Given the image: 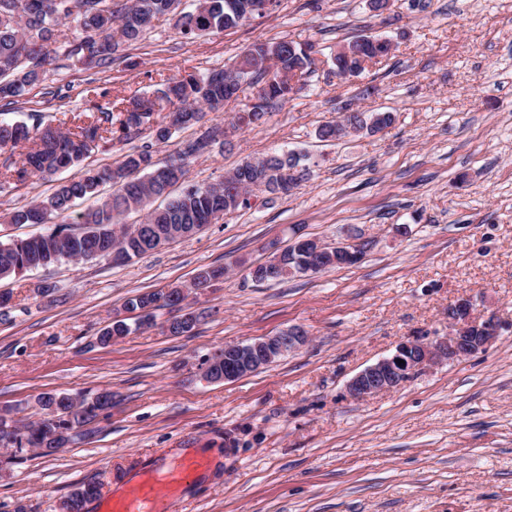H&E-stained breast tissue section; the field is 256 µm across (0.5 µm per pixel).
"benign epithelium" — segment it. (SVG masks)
Segmentation results:
<instances>
[{
    "label": "benign epithelium",
    "instance_id": "benign-epithelium-1",
    "mask_svg": "<svg viewBox=\"0 0 512 512\" xmlns=\"http://www.w3.org/2000/svg\"><path fill=\"white\" fill-rule=\"evenodd\" d=\"M294 246L310 254L308 271L321 268L325 244L314 238L298 236ZM499 324L490 316L483 321L473 317L472 304L463 300L448 308V334L431 342L420 340L399 343L395 351L367 366L347 383L349 396L363 399L374 394L399 388L416 371L427 366L458 362L493 342ZM308 336L301 328H291L252 342L230 343L213 351L224 355V381L245 377L258 367L269 365L276 355L295 351L306 344Z\"/></svg>",
    "mask_w": 512,
    "mask_h": 512
}]
</instances>
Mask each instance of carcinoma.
Masks as SVG:
<instances>
[{"instance_id":"carcinoma-1","label":"carcinoma","mask_w":512,"mask_h":512,"mask_svg":"<svg viewBox=\"0 0 512 512\" xmlns=\"http://www.w3.org/2000/svg\"><path fill=\"white\" fill-rule=\"evenodd\" d=\"M227 0H195L193 8L184 11L170 7V0H0V100L21 95L26 88L41 82L45 67L53 60L57 50L64 49L69 57H87L86 64L100 65L106 62L111 51L120 44H133L140 40L150 21L160 15L175 18V27L187 39L202 37L214 30H226L242 25L246 18L236 16L226 8ZM78 8L74 14L70 6ZM74 24L76 35L68 38L60 26ZM372 36L356 37L363 56L383 58L386 49L371 42ZM277 52L275 70L269 71L263 57ZM314 45L300 44L292 40L254 43L237 59L243 65H253L254 70L244 76L256 79L258 85H270L272 89L262 97L261 111L254 113L255 120L246 126L261 124L277 105L292 99L288 83L277 81L280 73L292 72L307 80L316 71ZM171 93H162L153 99L136 103L137 111L125 112L117 106L111 110L96 106L91 121L78 127L76 132H65L54 120H44L37 115L34 124L24 121L0 120V149L15 147L21 142L33 141L23 167L10 171L8 179L23 184L27 173L35 175L55 174L68 169L87 158L99 148L112 142L113 111L125 114L120 129L127 135L136 134L155 112L177 113L181 117L180 129H189L200 122L204 109L221 112L224 109V85L210 86L194 77L174 78ZM213 139L206 131L187 142L176 151L183 166L191 159L205 153ZM150 147L133 151L123 157L115 168L87 169L79 178L61 182L55 191L40 201L7 216L11 224H44L49 216L59 223L48 231L19 237L7 242L0 241V280L16 278L39 267H48L63 259L81 257L90 260L103 252L114 249L124 252L128 258L144 256L173 242L164 238L148 247L140 239L153 232L157 224H209L230 212L250 206V198L256 193L275 194L270 188L272 179L283 164L285 155L266 156L270 175L259 180L243 170V165L232 169L217 183L196 184L175 191L179 179L161 183L149 178V172L167 165L170 157L141 166L152 159ZM109 183L112 193L104 195L99 187ZM92 198L94 204L76 215H71L77 199ZM163 205L152 207L156 200ZM132 213L142 214L140 228L131 229L125 218ZM273 271L271 281H281L306 273L303 256L291 248L274 254L265 261ZM223 268H203L194 278L193 286L204 288L211 281L223 277ZM186 300L182 289L151 291L129 299L127 308H149L148 318L165 309L181 310ZM131 327L118 319L102 328L97 343L108 346L115 339L129 335ZM37 404L41 417L36 421L10 424L11 417L0 415V447L13 448L7 458L10 463L24 460L23 453L31 448L43 455H50L81 437L92 433L88 428L99 412L104 409L100 394L92 400L74 397L67 393H44ZM100 494L95 482L83 483L61 501L71 512H84L87 502Z\"/></svg>"}]
</instances>
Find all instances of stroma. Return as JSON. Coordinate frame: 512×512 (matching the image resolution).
Listing matches in <instances>:
<instances>
[{"label": "stroma", "mask_w": 512, "mask_h": 512, "mask_svg": "<svg viewBox=\"0 0 512 512\" xmlns=\"http://www.w3.org/2000/svg\"><path fill=\"white\" fill-rule=\"evenodd\" d=\"M362 34L395 48L358 77H336L337 49ZM279 38L314 44L320 67L232 145L218 134L187 181L222 180L242 159L276 151L302 152L309 180L121 265L62 261L0 280V410L34 420L41 394L112 393L93 433L54 454L10 464L0 447V512H59L89 481L108 496L139 460L187 450L209 468L176 512H512V0H391L380 13L368 0H280L193 41L165 15L99 67L57 54L39 84L0 101V119L128 107L169 78L224 69ZM353 109L396 121L318 138ZM154 141L149 127L117 131L87 162L112 167ZM80 174L33 175L18 190L0 179V241L45 232L3 217ZM353 229L365 248L355 265L266 283L245 276L292 234L330 244ZM219 266L224 279L189 301L200 320L187 335L168 334L167 310L140 328L124 308ZM41 283L55 285L51 297H35ZM461 300L500 321L486 350L393 391L347 394L348 380L398 343L446 333ZM116 315L134 332L98 345ZM293 326L308 333L300 349L234 382L205 380L213 350Z\"/></svg>", "instance_id": "1"}]
</instances>
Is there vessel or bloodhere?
I'll return each instance as SVG.
<instances>
[{
  "instance_id": "obj_1",
  "label": "vessel or blood",
  "mask_w": 512,
  "mask_h": 512,
  "mask_svg": "<svg viewBox=\"0 0 512 512\" xmlns=\"http://www.w3.org/2000/svg\"><path fill=\"white\" fill-rule=\"evenodd\" d=\"M207 467V460L196 454L181 455L175 462L146 460L121 493L98 501L96 512H172L188 479Z\"/></svg>"
}]
</instances>
